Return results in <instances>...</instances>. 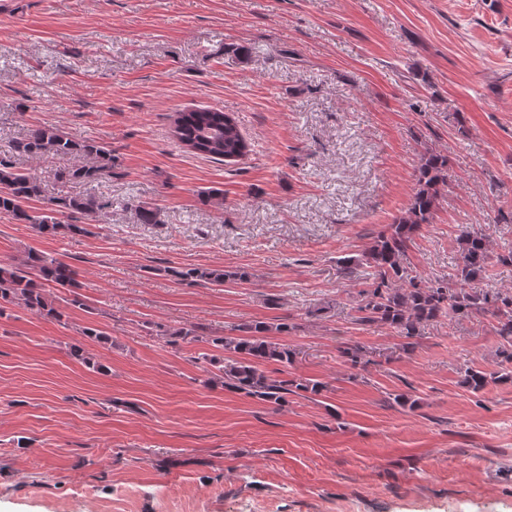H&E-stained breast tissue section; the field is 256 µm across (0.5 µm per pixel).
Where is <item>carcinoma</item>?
<instances>
[{
	"label": "carcinoma",
	"instance_id": "carcinoma-1",
	"mask_svg": "<svg viewBox=\"0 0 512 512\" xmlns=\"http://www.w3.org/2000/svg\"><path fill=\"white\" fill-rule=\"evenodd\" d=\"M174 133L191 152L215 162H232L245 157L249 144L234 118L218 108H200L173 115ZM14 151L40 158L70 156L78 164L69 171V177L87 184L112 176V150L91 139L75 141L59 126H37L14 144ZM448 158L426 150L416 176V186L407 209L396 217L388 228L378 234L370 246L358 257L343 259V267L362 264L371 269L370 289L363 291L358 307V324L382 325L405 339L402 349H415L423 323L441 315L471 316L491 314L498 321V334L508 348L501 351L502 370L512 368V293L489 300L488 295L473 287L485 273L489 259L487 239L481 234L465 232L458 239L460 263L454 275L447 279L420 284L409 274L405 265L407 252L422 225L430 223L436 209L441 186L446 183ZM43 188L29 172L12 166L0 158V213L13 220L30 224L41 235H76L87 232L84 224H64L58 216L67 212L94 214L102 206L89 198L60 195L48 199L41 212L28 208L27 203L40 200ZM174 280L189 284H224L226 274L219 269H168ZM77 270L56 257L37 251H28L16 262L0 266V301L19 303L47 318L58 319L60 313L45 294V288H71L76 284ZM286 331L287 324L272 326L256 323L244 327V336H223L211 342L224 350L222 359L211 358L216 369L213 377L224 388L245 396L281 407L288 403V395L299 392L318 395L322 383L288 377H272L262 370L268 362L283 366L293 364L295 350L274 342L267 336L272 330ZM494 373L467 368L464 381L479 392Z\"/></svg>",
	"mask_w": 512,
	"mask_h": 512
}]
</instances>
